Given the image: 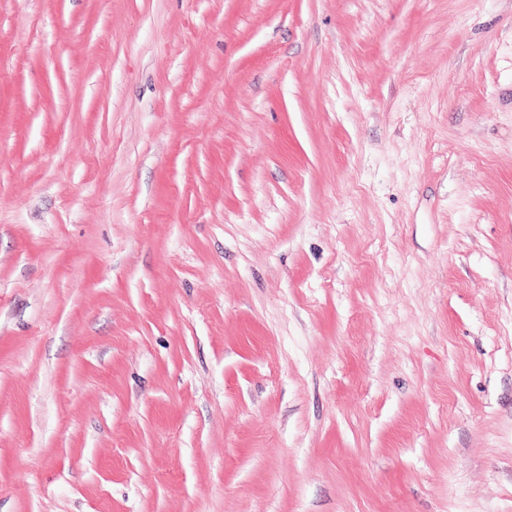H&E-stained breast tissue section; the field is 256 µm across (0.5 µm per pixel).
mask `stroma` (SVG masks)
I'll return each mask as SVG.
<instances>
[{
	"instance_id": "1",
	"label": "stroma",
	"mask_w": 512,
	"mask_h": 512,
	"mask_svg": "<svg viewBox=\"0 0 512 512\" xmlns=\"http://www.w3.org/2000/svg\"><path fill=\"white\" fill-rule=\"evenodd\" d=\"M0 512H512V0H0Z\"/></svg>"
}]
</instances>
